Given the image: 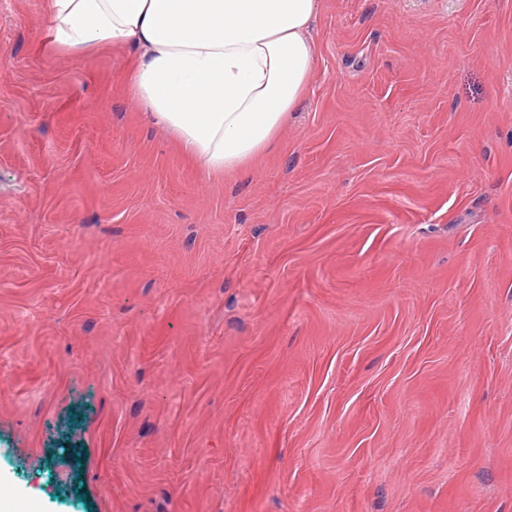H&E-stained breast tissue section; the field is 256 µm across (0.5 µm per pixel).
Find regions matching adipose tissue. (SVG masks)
<instances>
[{
	"label": "adipose tissue",
	"instance_id": "obj_1",
	"mask_svg": "<svg viewBox=\"0 0 512 512\" xmlns=\"http://www.w3.org/2000/svg\"><path fill=\"white\" fill-rule=\"evenodd\" d=\"M317 0H50L64 51H137L131 92L207 175L245 171L313 77Z\"/></svg>",
	"mask_w": 512,
	"mask_h": 512
}]
</instances>
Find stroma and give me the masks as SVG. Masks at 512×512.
I'll return each instance as SVG.
<instances>
[{"label":"stroma","instance_id":"obj_1","mask_svg":"<svg viewBox=\"0 0 512 512\" xmlns=\"http://www.w3.org/2000/svg\"><path fill=\"white\" fill-rule=\"evenodd\" d=\"M49 26L0 0V512H512V0H319L220 178Z\"/></svg>","mask_w":512,"mask_h":512}]
</instances>
